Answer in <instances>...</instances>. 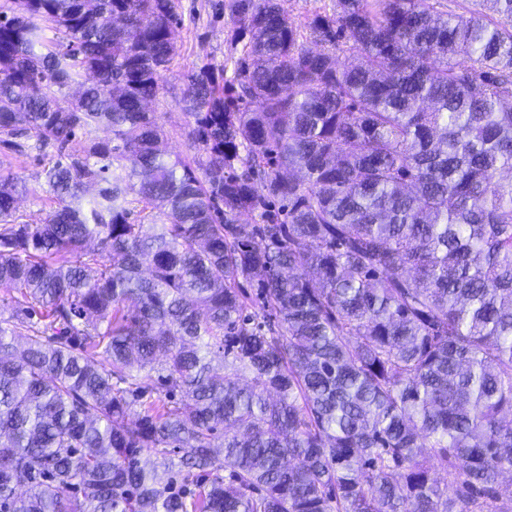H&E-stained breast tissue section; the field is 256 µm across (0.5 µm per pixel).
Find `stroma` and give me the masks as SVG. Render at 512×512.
Here are the masks:
<instances>
[{
    "label": "stroma",
    "instance_id": "obj_1",
    "mask_svg": "<svg viewBox=\"0 0 512 512\" xmlns=\"http://www.w3.org/2000/svg\"><path fill=\"white\" fill-rule=\"evenodd\" d=\"M224 3L225 0H176L179 21L173 28V37L178 53L164 75L158 100L151 106L161 116L171 155L183 156L191 151L193 121L183 102L187 74L206 63L233 67L242 55V45L234 39ZM43 168L41 160L0 151V173L18 176L29 189L28 195L19 201L21 213L36 216L50 208L42 191Z\"/></svg>",
    "mask_w": 512,
    "mask_h": 512
}]
</instances>
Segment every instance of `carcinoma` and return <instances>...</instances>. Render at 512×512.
Returning <instances> with one entry per match:
<instances>
[{
    "label": "carcinoma",
    "instance_id": "carcinoma-1",
    "mask_svg": "<svg viewBox=\"0 0 512 512\" xmlns=\"http://www.w3.org/2000/svg\"><path fill=\"white\" fill-rule=\"evenodd\" d=\"M225 8L171 161L175 0H0V512H512V0ZM333 0H280L295 26L304 27L316 13L331 14ZM47 163L48 159L17 158L3 150L0 151V173L18 176L30 190V193L19 201L21 213L36 217L39 214L44 216L49 210L50 201L42 191V170Z\"/></svg>",
    "mask_w": 512,
    "mask_h": 512
}]
</instances>
